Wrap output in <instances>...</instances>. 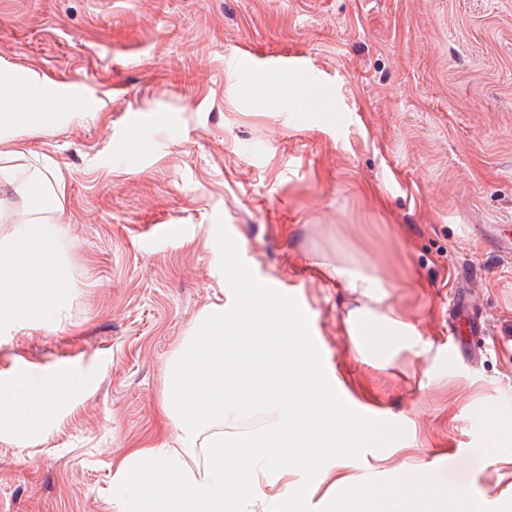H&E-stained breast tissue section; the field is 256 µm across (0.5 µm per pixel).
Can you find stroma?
Listing matches in <instances>:
<instances>
[{"label": "stroma", "instance_id": "1", "mask_svg": "<svg viewBox=\"0 0 512 512\" xmlns=\"http://www.w3.org/2000/svg\"><path fill=\"white\" fill-rule=\"evenodd\" d=\"M286 56L332 109L243 95L296 77ZM1 72L86 111L19 141L65 177L73 287L52 324L0 328V382L88 392L39 444L0 438V512H112L117 464L221 296L218 237L308 311L350 412L393 429L389 459L362 448L351 471L379 506L411 507L416 485L385 491L426 463L512 512V0H0ZM335 260L386 284L381 312L423 353L356 351Z\"/></svg>", "mask_w": 512, "mask_h": 512}]
</instances>
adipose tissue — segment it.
Instances as JSON below:
<instances>
[{
	"label": "adipose tissue",
	"instance_id": "obj_1",
	"mask_svg": "<svg viewBox=\"0 0 512 512\" xmlns=\"http://www.w3.org/2000/svg\"><path fill=\"white\" fill-rule=\"evenodd\" d=\"M82 106L0 84V322H53L72 286L59 246L65 213L62 177L19 175L16 131L56 128ZM223 304L210 305L173 355L154 442L129 449L112 476L113 512H297L313 487L347 489L350 512H372L349 470L360 448L380 446L390 428L351 415L282 284L253 277L223 240ZM362 304L348 333L371 354H384L405 330L379 316L378 280L345 265L329 266ZM47 378L0 385V431L42 440L57 417L86 393ZM416 482L415 512H464L470 494L437 470L401 471Z\"/></svg>",
	"mask_w": 512,
	"mask_h": 512
}]
</instances>
